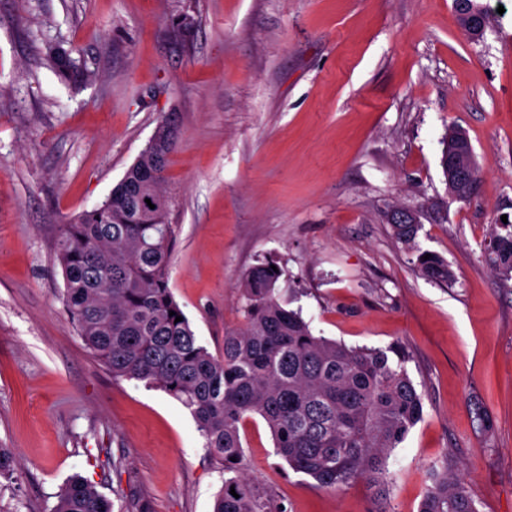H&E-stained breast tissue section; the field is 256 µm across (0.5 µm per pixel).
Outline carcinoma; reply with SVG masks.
<instances>
[{"instance_id": "1", "label": "carcinoma", "mask_w": 512, "mask_h": 512, "mask_svg": "<svg viewBox=\"0 0 512 512\" xmlns=\"http://www.w3.org/2000/svg\"><path fill=\"white\" fill-rule=\"evenodd\" d=\"M453 6L465 19L483 14L476 0H453ZM48 59L61 78H81L75 64L55 53ZM176 142L173 131L155 156L132 164L101 204L61 225L62 299L81 339L112 377L160 388L191 411L206 448L224 468L213 512H287L248 474L241 427L251 414L265 422L276 453L294 472L330 490L365 479L377 500L387 499L388 459L423 417L405 352L397 346L348 347L314 335L300 309L278 301L280 273L263 263L244 280L245 326L224 336L223 352L210 353L169 286L175 230L163 184ZM391 228L408 243L420 225ZM488 253L493 268L512 279L511 224L495 225ZM423 256L416 264L426 279L441 284L453 279L443 258ZM430 481L418 512H478L448 458L432 468ZM112 509L94 485L74 478L53 512Z\"/></svg>"}]
</instances>
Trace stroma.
<instances>
[{
	"label": "stroma",
	"instance_id": "1",
	"mask_svg": "<svg viewBox=\"0 0 512 512\" xmlns=\"http://www.w3.org/2000/svg\"><path fill=\"white\" fill-rule=\"evenodd\" d=\"M479 2L474 39L453 0H0V512H52L76 473L114 512H213L224 471L190 411L113 378L60 297L62 224L165 118L170 287L203 345L222 352L245 275L276 265L280 303L315 335L410 355L424 413L388 460L387 512H417L446 457L478 512H512V280L485 254L512 217V0ZM55 46L88 80L57 77ZM451 126L480 168L464 201L440 167ZM397 205L419 212L414 244L384 218ZM423 251L451 283L420 275ZM241 440L288 512H376L365 482L294 472L260 417ZM431 254L429 260H424L423 256ZM417 267L421 274L428 280L435 283H448L454 277L448 263L440 256L431 252H422L417 256Z\"/></svg>",
	"mask_w": 512,
	"mask_h": 512
}]
</instances>
